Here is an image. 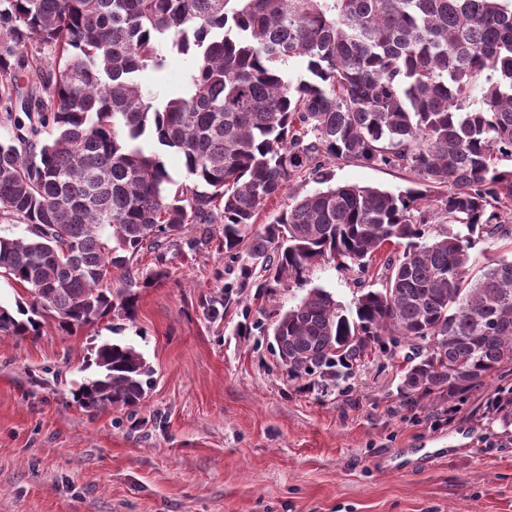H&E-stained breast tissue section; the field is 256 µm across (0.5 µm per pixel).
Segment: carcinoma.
<instances>
[{
	"label": "carcinoma",
	"mask_w": 512,
	"mask_h": 512,
	"mask_svg": "<svg viewBox=\"0 0 512 512\" xmlns=\"http://www.w3.org/2000/svg\"><path fill=\"white\" fill-rule=\"evenodd\" d=\"M0 0V101L18 130L0 141V276L26 296L0 304V336L67 329L132 310L112 292L141 251L188 224L223 225L239 287L302 285L321 261L366 273L348 310L323 288L270 317L272 346L296 388L327 392L370 356L404 347L398 393L413 406L454 398L512 367V260L473 256L476 239L512 235V0ZM54 61L16 55L31 42ZM189 55V90L156 101L140 75ZM298 58L309 78L284 66ZM36 76L29 126L15 116L17 68ZM144 137L156 149L145 151ZM194 186L169 175L164 151ZM338 162L408 171L398 193L329 185ZM326 188L301 193L309 183ZM291 204L257 231L260 212ZM443 223L431 235L430 198ZM75 384L88 411L136 410L154 371L134 346L104 340ZM488 413L512 428V384Z\"/></svg>",
	"instance_id": "1"
}]
</instances>
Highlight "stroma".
Returning <instances> with one entry per match:
<instances>
[{"label":"stroma","mask_w":512,"mask_h":512,"mask_svg":"<svg viewBox=\"0 0 512 512\" xmlns=\"http://www.w3.org/2000/svg\"><path fill=\"white\" fill-rule=\"evenodd\" d=\"M142 86L185 91L192 61L166 51ZM331 182L398 192L413 175L331 165ZM191 251H144L131 313L73 331L45 319L36 336L0 337V512H512V434L486 414L493 374L466 404L429 396L413 407L397 391L403 363L381 359L349 392H298L259 331L237 327L295 306L321 287L352 307L370 276L322 262L306 288L272 295L238 285L222 227ZM225 299L210 318L206 300ZM134 345L155 371L136 412H89L73 383L103 339Z\"/></svg>","instance_id":"35a3bbf8"}]
</instances>
